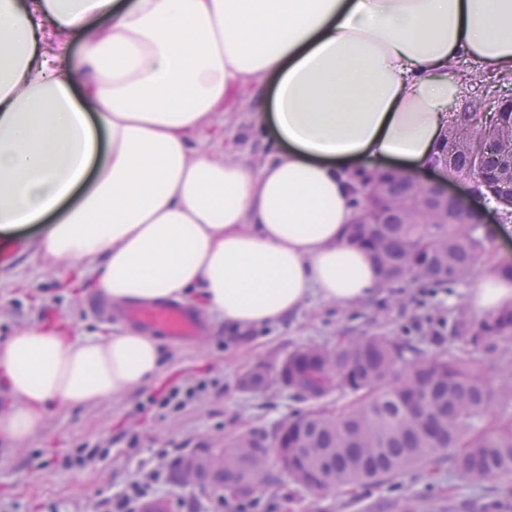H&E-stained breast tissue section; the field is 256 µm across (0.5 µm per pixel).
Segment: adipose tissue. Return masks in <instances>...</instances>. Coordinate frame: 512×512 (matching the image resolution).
I'll use <instances>...</instances> for the list:
<instances>
[{
    "label": "adipose tissue",
    "mask_w": 512,
    "mask_h": 512,
    "mask_svg": "<svg viewBox=\"0 0 512 512\" xmlns=\"http://www.w3.org/2000/svg\"><path fill=\"white\" fill-rule=\"evenodd\" d=\"M467 58L512 74V0H0V233L115 305L200 297L230 330L309 299L356 308L381 281L348 238L354 176L433 168ZM254 99L268 151L224 154L226 104ZM478 316L512 307L503 259L479 262ZM149 333L37 324L0 341L17 401L0 438L161 370Z\"/></svg>",
    "instance_id": "adipose-tissue-1"
}]
</instances>
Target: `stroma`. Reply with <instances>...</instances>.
I'll return each mask as SVG.
<instances>
[{
  "mask_svg": "<svg viewBox=\"0 0 512 512\" xmlns=\"http://www.w3.org/2000/svg\"><path fill=\"white\" fill-rule=\"evenodd\" d=\"M250 108L247 99L234 101L224 141L234 145L237 160L254 166L265 144L249 130ZM38 240L27 230L0 242V340L41 322L63 324L74 336L99 333L108 319L95 308L97 295L62 288L55 272L34 259ZM465 292L460 285L409 280L350 311L310 301L287 323L240 338L228 336L223 321L206 319L195 341L163 342V370L141 389L88 407L52 408L42 430L25 442L1 438L0 512H104L106 502L150 475L153 498L170 501L171 512H237L218 487H176L166 473L194 449L223 447L244 431L267 437L279 421L307 410L275 385L243 390V374L276 367L300 344L333 346L375 333L410 342L427 357L464 348L450 327L466 308ZM175 387L195 393L181 409L160 407ZM264 484L248 512H512V479L474 485L447 466L315 493L291 483L273 463Z\"/></svg>",
  "mask_w": 512,
  "mask_h": 512,
  "instance_id": "obj_1",
  "label": "stroma"
}]
</instances>
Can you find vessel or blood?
Listing matches in <instances>:
<instances>
[{
  "instance_id": "1",
  "label": "vessel or blood",
  "mask_w": 512,
  "mask_h": 512,
  "mask_svg": "<svg viewBox=\"0 0 512 512\" xmlns=\"http://www.w3.org/2000/svg\"><path fill=\"white\" fill-rule=\"evenodd\" d=\"M123 316L135 328L160 334L176 344L195 340L203 329L189 306L173 300L130 306Z\"/></svg>"
}]
</instances>
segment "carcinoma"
<instances>
[{"instance_id":"cac0c4a2","label":"carcinoma","mask_w":512,"mask_h":512,"mask_svg":"<svg viewBox=\"0 0 512 512\" xmlns=\"http://www.w3.org/2000/svg\"><path fill=\"white\" fill-rule=\"evenodd\" d=\"M472 111L454 113L438 156L448 175H478V189L512 192V112L472 96ZM372 195L377 222L357 215L350 239L369 251L388 289L410 278L437 288L464 285L477 274L488 238L460 213L441 224L416 201L410 185L380 174ZM452 332L465 348L422 356L408 342L360 336L329 348L304 345L288 352L287 391L309 409L273 428L286 429L301 462L288 478L319 492L357 483L391 481L409 470L448 464L463 479L484 483L512 478V363L492 385L481 353L512 347V309L484 317L462 315ZM253 433L234 437L220 450V481L235 500H254L271 452Z\"/></svg>"}]
</instances>
